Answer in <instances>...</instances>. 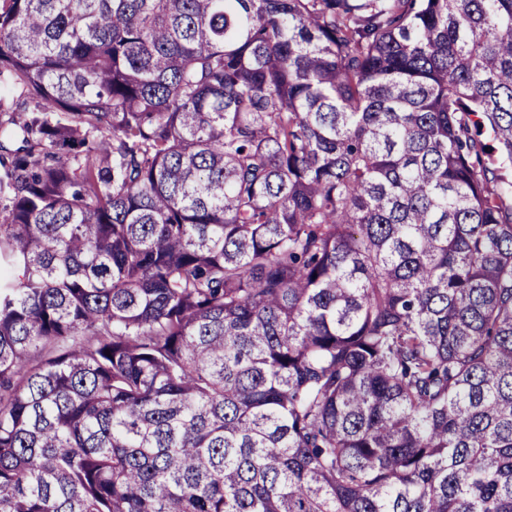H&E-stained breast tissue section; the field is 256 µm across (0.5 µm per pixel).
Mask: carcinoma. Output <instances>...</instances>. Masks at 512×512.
Instances as JSON below:
<instances>
[{"label": "carcinoma", "mask_w": 512, "mask_h": 512, "mask_svg": "<svg viewBox=\"0 0 512 512\" xmlns=\"http://www.w3.org/2000/svg\"><path fill=\"white\" fill-rule=\"evenodd\" d=\"M512 0H0V512H512Z\"/></svg>", "instance_id": "carcinoma-1"}]
</instances>
